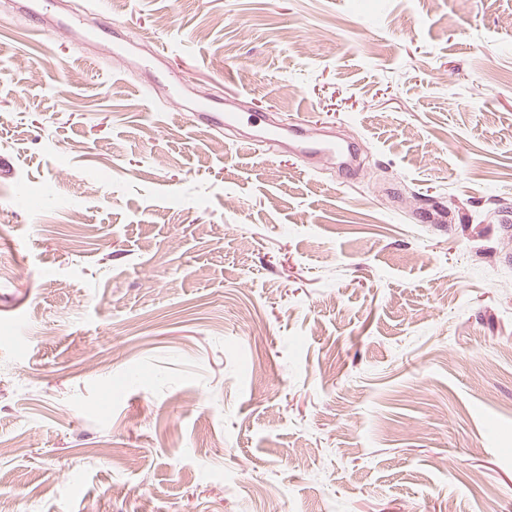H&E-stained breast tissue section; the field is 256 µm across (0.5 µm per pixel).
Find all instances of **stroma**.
<instances>
[{
	"label": "stroma",
	"instance_id": "obj_1",
	"mask_svg": "<svg viewBox=\"0 0 512 512\" xmlns=\"http://www.w3.org/2000/svg\"><path fill=\"white\" fill-rule=\"evenodd\" d=\"M89 8L0 9V496L512 512V0ZM237 93L365 167L186 115Z\"/></svg>",
	"mask_w": 512,
	"mask_h": 512
}]
</instances>
